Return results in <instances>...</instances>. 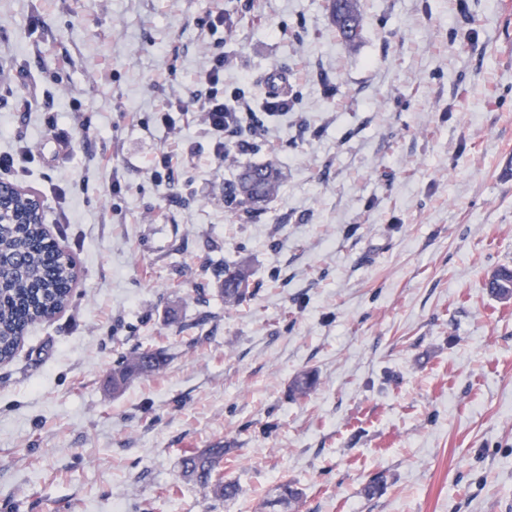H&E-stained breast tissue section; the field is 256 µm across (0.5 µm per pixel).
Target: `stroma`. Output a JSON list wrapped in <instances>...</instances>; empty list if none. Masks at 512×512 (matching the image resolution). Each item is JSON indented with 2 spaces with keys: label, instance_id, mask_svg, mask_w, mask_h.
Here are the masks:
<instances>
[{
  "label": "stroma",
  "instance_id": "1",
  "mask_svg": "<svg viewBox=\"0 0 512 512\" xmlns=\"http://www.w3.org/2000/svg\"><path fill=\"white\" fill-rule=\"evenodd\" d=\"M360 3L346 46L324 0H0V154L30 147L80 270L0 364V512H262L285 480L300 499L271 512H512V299L484 286L512 267V11ZM218 47L225 92L278 68L296 99L220 157L192 107ZM262 163L281 184L239 218L224 185ZM228 263L256 288L234 308ZM139 343L167 364L113 391ZM217 442L232 501L180 466Z\"/></svg>",
  "mask_w": 512,
  "mask_h": 512
}]
</instances>
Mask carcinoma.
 Returning a JSON list of instances; mask_svg holds the SVG:
<instances>
[{"label":"carcinoma","instance_id":"cac0c4a2","mask_svg":"<svg viewBox=\"0 0 512 512\" xmlns=\"http://www.w3.org/2000/svg\"><path fill=\"white\" fill-rule=\"evenodd\" d=\"M327 10L336 34L345 44L360 35L361 13L358 0H327ZM281 173L272 164L249 166L239 181L224 188V205L230 210L255 216V206L264 202L279 187ZM0 261L11 271L0 280V363L10 361L27 334L29 326L44 316L64 308L71 297L73 267L62 261L57 242L49 236L41 221L12 224L0 229ZM224 304L237 305L255 294L251 274L243 266H224ZM165 353L153 347H141L122 354L112 373V385L121 387L148 376L164 367ZM229 449L218 442L185 457L184 473L211 488L213 494L226 501L235 499L240 488L220 473ZM301 492L286 481L273 490L266 503L290 505Z\"/></svg>","mask_w":512,"mask_h":512}]
</instances>
